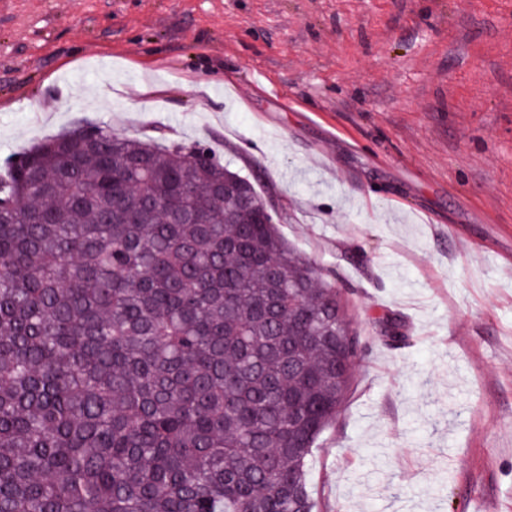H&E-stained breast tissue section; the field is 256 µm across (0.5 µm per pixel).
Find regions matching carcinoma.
I'll list each match as a JSON object with an SVG mask.
<instances>
[{"label":"carcinoma","mask_w":512,"mask_h":512,"mask_svg":"<svg viewBox=\"0 0 512 512\" xmlns=\"http://www.w3.org/2000/svg\"><path fill=\"white\" fill-rule=\"evenodd\" d=\"M65 136L0 176V512H313L360 352L342 292L211 151Z\"/></svg>","instance_id":"carcinoma-1"}]
</instances>
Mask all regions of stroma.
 Wrapping results in <instances>:
<instances>
[{
  "label": "stroma",
  "instance_id": "obj_1",
  "mask_svg": "<svg viewBox=\"0 0 512 512\" xmlns=\"http://www.w3.org/2000/svg\"><path fill=\"white\" fill-rule=\"evenodd\" d=\"M80 125L213 148L343 291L315 512H512V0H0V165Z\"/></svg>",
  "mask_w": 512,
  "mask_h": 512
}]
</instances>
